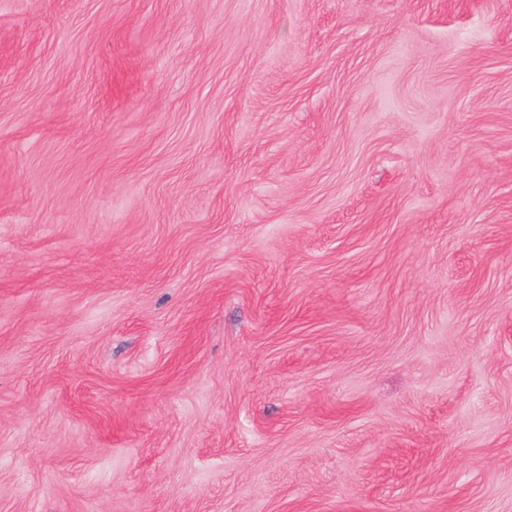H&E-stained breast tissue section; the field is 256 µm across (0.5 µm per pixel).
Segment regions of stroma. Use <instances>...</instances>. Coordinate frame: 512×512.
<instances>
[{
	"instance_id": "obj_1",
	"label": "stroma",
	"mask_w": 512,
	"mask_h": 512,
	"mask_svg": "<svg viewBox=\"0 0 512 512\" xmlns=\"http://www.w3.org/2000/svg\"><path fill=\"white\" fill-rule=\"evenodd\" d=\"M0 512H512V0H0Z\"/></svg>"
}]
</instances>
